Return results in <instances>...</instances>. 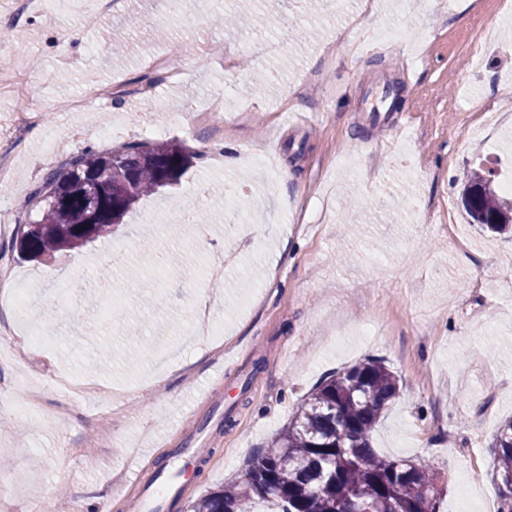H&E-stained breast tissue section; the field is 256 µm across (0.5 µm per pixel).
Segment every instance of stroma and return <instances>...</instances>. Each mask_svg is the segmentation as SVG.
<instances>
[{"label": "stroma", "mask_w": 512, "mask_h": 512, "mask_svg": "<svg viewBox=\"0 0 512 512\" xmlns=\"http://www.w3.org/2000/svg\"><path fill=\"white\" fill-rule=\"evenodd\" d=\"M237 6L54 0L25 14L20 0H0V29L15 36L0 59V133L13 124L14 77L42 115L9 145L0 263L29 299L10 327L45 338L22 360L0 353V512L35 502L97 512L105 499L131 512L140 465L179 471L173 512H188L323 378L368 358L399 380L374 447L428 460L439 512H498L492 445L512 418V239L470 223L462 190L470 165L512 164V99L489 89L512 75V10L383 0L371 25L409 27L410 46L329 55L361 0H253L251 28L215 24ZM288 25L317 36L280 56L252 53ZM410 50L417 70L406 78ZM74 97L91 104L62 110ZM288 112L312 122L284 124ZM103 127L114 138L101 139ZM156 136L199 154L176 188L82 248L47 260L12 251L33 190L68 157ZM52 140L66 141L65 155L48 152ZM230 147L234 168L220 157ZM255 150L273 156L276 174L249 162ZM216 183L241 186L239 222L179 224L187 209L224 210ZM62 372L110 393L74 395L57 385ZM199 448L211 449L206 462ZM82 486L94 500L76 501Z\"/></svg>", "instance_id": "stroma-1"}]
</instances>
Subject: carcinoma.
Listing matches in <instances>:
<instances>
[{"label":"carcinoma","instance_id":"obj_1","mask_svg":"<svg viewBox=\"0 0 512 512\" xmlns=\"http://www.w3.org/2000/svg\"><path fill=\"white\" fill-rule=\"evenodd\" d=\"M193 153L175 141L129 144L119 151H83L51 172L34 194L40 218L18 225L20 254L54 256L112 233L108 216L85 233L86 209L74 196L51 199L83 178L108 185L128 214L144 197L176 185ZM492 172L470 169L463 199L469 216L496 233L512 232V199L500 196ZM396 375L379 359H367L324 378L305 397L288 424L250 459L240 478L197 499L191 512H256L258 501L275 512H436L439 491L429 464L386 457L372 448L371 434L385 407L398 395ZM499 483L498 512H512V420L494 441Z\"/></svg>","mask_w":512,"mask_h":512}]
</instances>
